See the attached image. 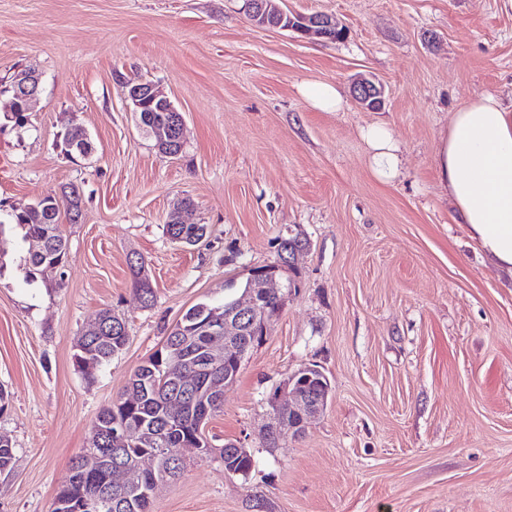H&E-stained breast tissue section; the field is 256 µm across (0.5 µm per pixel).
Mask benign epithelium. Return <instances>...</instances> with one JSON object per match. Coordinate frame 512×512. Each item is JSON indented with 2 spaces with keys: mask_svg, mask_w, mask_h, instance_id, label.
Here are the masks:
<instances>
[{
  "mask_svg": "<svg viewBox=\"0 0 512 512\" xmlns=\"http://www.w3.org/2000/svg\"><path fill=\"white\" fill-rule=\"evenodd\" d=\"M249 17L256 24L264 27L288 30L302 35L305 38H323L328 31L339 28L336 19L327 14H303L286 11L281 8L277 0H251L249 2ZM40 91V76L35 72L21 73L16 77L14 95L21 102V112L28 114L32 100ZM357 102L366 108L374 109L384 102L385 88L382 83L370 78L361 77L353 85ZM123 97L129 108L134 112H141L145 102L157 103L166 107L173 113V120L179 126V132H184L185 119L182 113L174 106L171 100L163 95L153 83H125ZM288 265L284 260L280 263L271 262L250 270L249 286L244 298L235 301L233 312L211 319L208 333L213 338L210 347V359L214 362L233 361L243 365L251 348L239 344L237 337L243 334L241 323L235 313L252 317V322L258 328V335H267L269 322L278 315L276 311H269L260 305L258 296L267 293L276 294L283 299V282L278 273ZM329 392L325 391L316 396H310L301 390L297 381V374L288 376L287 380L277 387L267 397L270 407V422L266 426L267 438H272L288 431L300 432L311 418L319 415L327 406ZM288 410L292 416L288 421L281 422L277 414ZM159 464V456L155 452L141 453L133 458L122 461H112L109 455L97 452H85L78 461L79 471L83 477L91 481L99 475H104V482L100 489L111 487L124 489L135 485L147 472H152ZM112 503L104 494H97L93 500L78 502L60 500L56 503L58 512H87L89 509L110 507Z\"/></svg>",
  "mask_w": 512,
  "mask_h": 512,
  "instance_id": "1",
  "label": "benign epithelium"
}]
</instances>
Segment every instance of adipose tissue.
Segmentation results:
<instances>
[{
  "mask_svg": "<svg viewBox=\"0 0 512 512\" xmlns=\"http://www.w3.org/2000/svg\"><path fill=\"white\" fill-rule=\"evenodd\" d=\"M371 168L390 182L400 170V146L383 126L366 129ZM437 176L457 223L497 266L512 271V107L493 94L464 101L436 153Z\"/></svg>",
  "mask_w": 512,
  "mask_h": 512,
  "instance_id": "1",
  "label": "adipose tissue"
}]
</instances>
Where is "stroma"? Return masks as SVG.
Returning <instances> with one entry per match:
<instances>
[{
    "label": "stroma",
    "mask_w": 512,
    "mask_h": 512,
    "mask_svg": "<svg viewBox=\"0 0 512 512\" xmlns=\"http://www.w3.org/2000/svg\"><path fill=\"white\" fill-rule=\"evenodd\" d=\"M246 0H0V88L32 68L41 93L18 127L0 95V434L15 447L0 512H50L72 459L132 372L191 307L308 241L280 315L224 392L205 434L255 459L189 458L150 512H512V273L497 268L442 193L435 153L463 101L512 102V0H281L325 13L343 40L260 27ZM385 87L362 107L352 82ZM155 83L185 118L178 155L126 106L124 82ZM337 86V112L301 83ZM82 125L95 152L72 160ZM390 128L401 175L380 182L363 137ZM77 186L63 271L25 277L11 215ZM192 199L208 227L170 242L171 209ZM142 259L152 305L135 292ZM124 318L121 354L86 377L77 341L102 309ZM317 365L331 396L297 437L267 447L266 397ZM235 447L236 448H228L224 446V448H220L219 450V456L224 463V470L234 475L246 477L254 466V459L250 452H239L237 448L240 447L236 445Z\"/></svg>",
    "instance_id": "stroma-1"
}]
</instances>
